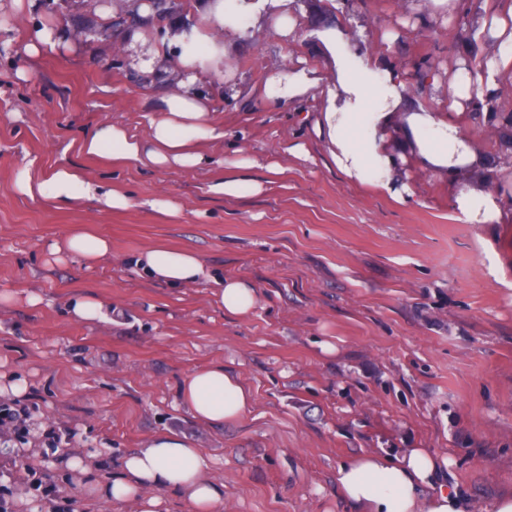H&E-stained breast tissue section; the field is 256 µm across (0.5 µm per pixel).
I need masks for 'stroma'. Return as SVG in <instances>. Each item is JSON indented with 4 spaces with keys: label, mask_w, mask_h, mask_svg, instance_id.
<instances>
[{
    "label": "stroma",
    "mask_w": 512,
    "mask_h": 512,
    "mask_svg": "<svg viewBox=\"0 0 512 512\" xmlns=\"http://www.w3.org/2000/svg\"><path fill=\"white\" fill-rule=\"evenodd\" d=\"M296 5L302 22L435 71L437 83L409 85L412 104H447L457 68L498 51L482 29L498 0H468L454 16L431 0ZM120 8L121 0L94 10L86 0H39L28 12L0 0V292L14 296L0 307V373L28 383L25 397L0 401L29 413L23 435L0 439V496L12 504L27 495L39 512H83L86 490L62 459L108 448L117 461L172 430L223 481L217 512H356L336 488L338 465L363 450L409 448L451 459L449 484L473 512H488L512 492V171L464 168L450 178L407 150L399 171L417 202L346 180L312 132L321 99L283 109L261 96L271 75L300 59L334 82L330 56L263 21L215 34L224 73L203 74L200 87L226 137L207 144L208 167L167 172L85 156L79 140L99 123L145 134V114L181 78V40L171 33L148 36L162 53L146 93L127 64L123 28L106 39L82 34L89 14L106 23ZM40 24L60 26L66 45L18 60L17 46ZM246 157L282 171L245 170L262 185L255 195L209 193ZM62 164L121 187L136 207L59 208L15 190L18 170L46 175ZM458 186L497 193L496 223H466L454 206ZM157 196L177 213L152 210ZM83 224L111 240V258L91 268L55 262L52 244ZM158 245L191 248L211 270L250 281L258 307L231 316L214 286L142 276L131 257ZM75 296L111 308V321L72 318ZM214 363L253 395L240 421H198L180 400L184 378Z\"/></svg>",
    "instance_id": "stroma-1"
}]
</instances>
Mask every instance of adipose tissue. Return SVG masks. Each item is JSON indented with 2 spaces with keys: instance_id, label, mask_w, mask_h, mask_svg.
Segmentation results:
<instances>
[{
  "instance_id": "obj_1",
  "label": "adipose tissue",
  "mask_w": 512,
  "mask_h": 512,
  "mask_svg": "<svg viewBox=\"0 0 512 512\" xmlns=\"http://www.w3.org/2000/svg\"><path fill=\"white\" fill-rule=\"evenodd\" d=\"M293 2L206 0L204 19L209 31L194 32L191 42L182 46L179 65L183 79L177 91L163 98L160 112L147 115L146 135L120 124L102 123L81 139V153L116 166L133 163L153 170L178 171L210 164L205 145L224 137L223 126L212 118L208 97L198 88L203 72L224 68V50L212 39V32L227 26L246 28L265 9L276 32L290 36L297 26ZM314 35L334 57L335 82L325 84L313 70L290 67L268 78L265 98L285 107L296 98L319 92L327 106L316 122V132L328 140L338 172L398 201H412L414 194L400 182L385 142L404 102V71L343 39L336 28L323 27ZM496 65L486 63V76L480 80L473 79L469 67H460L451 86L452 109L465 101L482 106L491 101L498 90ZM403 124L418 160L428 170L450 175L464 167L487 164L450 112L422 104L404 113ZM15 185L22 195L57 207L84 200L116 210L136 204L129 193L90 180L82 170L69 166L57 167L45 176L22 170ZM454 203L471 224H491L499 216L498 197L484 190L459 189ZM110 252L109 240L89 227L72 230L51 248L56 261L76 257L89 266ZM134 264L143 275L172 287L215 283L218 305L234 316L250 314L259 303L258 291L250 282L215 278L201 256L186 247L149 248ZM180 397L194 418L217 425L243 418L253 404L250 390L221 364L191 372L181 384ZM441 466V459L423 448L396 457L361 452L339 464L336 485L340 495L361 512H470L467 495L441 480ZM65 467L78 476L90 501L132 502L138 512H160L165 491L179 494L193 512H215L224 499V485L210 475L203 451L170 431L156 434L144 447L125 454L117 471H108L106 461L90 465L80 457L68 458Z\"/></svg>"
}]
</instances>
